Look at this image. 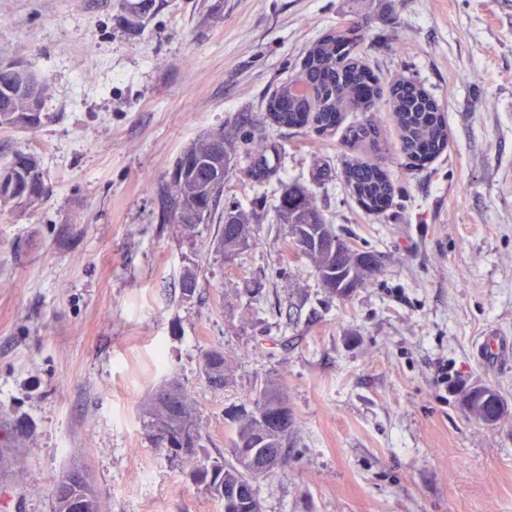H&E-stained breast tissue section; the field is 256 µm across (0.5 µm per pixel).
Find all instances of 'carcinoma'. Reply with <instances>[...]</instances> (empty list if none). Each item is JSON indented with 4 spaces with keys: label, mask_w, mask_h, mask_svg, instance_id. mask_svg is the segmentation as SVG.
Wrapping results in <instances>:
<instances>
[{
    "label": "carcinoma",
    "mask_w": 512,
    "mask_h": 512,
    "mask_svg": "<svg viewBox=\"0 0 512 512\" xmlns=\"http://www.w3.org/2000/svg\"><path fill=\"white\" fill-rule=\"evenodd\" d=\"M366 23L349 22L324 33L305 52L299 70L290 81L278 86L266 103L268 118L278 127L313 129L326 135L339 125L346 112H366L383 88L374 72L361 61L359 49L365 41ZM21 61L0 63V128L34 131L48 118L43 112V84L22 86ZM389 120L397 133V150L412 166L420 165L448 148V121L444 112L420 85L398 79L388 86ZM379 127L372 123L351 125L344 140L350 146L378 142ZM249 159L248 174L264 181L276 174L268 148L256 135L242 138ZM233 144L216 145L203 137L189 145L178 157L166 184L165 221L177 224L188 235L199 224L221 225L216 250L236 254L249 246L255 213L221 206ZM344 182L356 202L368 214L391 207L396 187L377 164L350 159L344 164ZM42 158L31 151H15L0 167V210L27 211L40 207L49 197ZM276 223L287 225V236L303 242V256L313 267L323 288L344 299L366 285L376 274L381 256L364 251L336 232L318 209L309 188L285 186L275 205ZM202 376L220 390L234 384V367L221 349L203 355ZM252 409L231 416L232 448L229 458H212L203 449V435L192 394L176 382L155 390L142 407L144 428L154 441L170 444L193 466V473L206 490L224 502V512H262L260 482L274 470L268 466L281 454L277 467L288 464V453L280 449L291 444L295 417L280 427L266 420L276 406L288 403L280 385L267 378L253 388ZM462 401L478 422L500 419L504 411L496 407L500 396L491 388L478 386L464 391ZM64 469L54 483L53 512H101L99 497L90 481L70 477ZM239 495H234V491Z\"/></svg>",
    "instance_id": "carcinoma-1"
}]
</instances>
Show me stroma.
<instances>
[{
  "label": "stroma",
  "instance_id": "stroma-1",
  "mask_svg": "<svg viewBox=\"0 0 512 512\" xmlns=\"http://www.w3.org/2000/svg\"><path fill=\"white\" fill-rule=\"evenodd\" d=\"M120 14L118 0H0V61L39 76L49 116L0 129V157L39 153L51 188L37 211L0 212V512H52L72 464L101 512H224L147 437L141 407L178 380L221 458L227 410L268 375L296 431L287 470L260 483L263 512H512V359L488 364L476 347L489 331L512 341V0H167L135 32ZM354 19L375 72L414 77L445 112L448 148L422 167L398 154L382 98L328 135L265 118L304 50ZM356 122L379 126L380 147L346 145ZM252 127L278 171L256 182L242 158L226 178L223 206L258 217L227 262L204 247L217 225L190 240L165 222L164 191L194 140ZM352 154L396 185L380 216L343 181ZM293 183L384 256L347 298L329 297L274 220ZM211 348L236 361L233 387L207 386ZM473 385L508 405L495 426L464 406Z\"/></svg>",
  "mask_w": 512,
  "mask_h": 512
}]
</instances>
